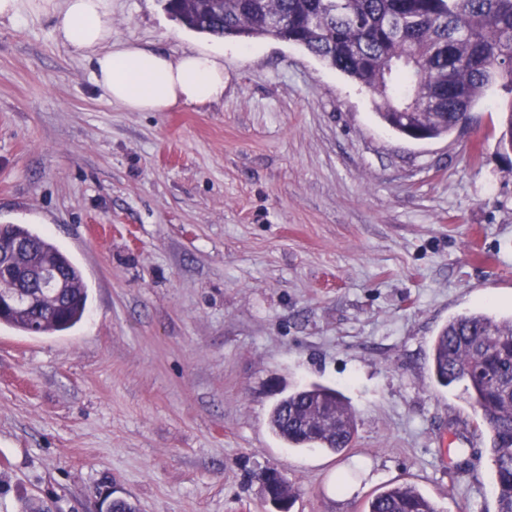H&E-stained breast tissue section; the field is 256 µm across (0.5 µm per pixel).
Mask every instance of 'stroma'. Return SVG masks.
Masks as SVG:
<instances>
[{"mask_svg": "<svg viewBox=\"0 0 512 512\" xmlns=\"http://www.w3.org/2000/svg\"><path fill=\"white\" fill-rule=\"evenodd\" d=\"M108 25L223 48L224 98L126 111L48 21H0V224L50 238L89 293L67 332L0 325V512H277L268 470L289 512H364L403 483L438 512H497L489 439L429 356L450 317L512 313L507 95L417 141L298 45L199 34L163 0H112ZM310 382L356 417L344 453L268 428Z\"/></svg>", "mask_w": 512, "mask_h": 512, "instance_id": "1", "label": "stroma"}]
</instances>
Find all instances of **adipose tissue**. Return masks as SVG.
I'll return each instance as SVG.
<instances>
[{
  "instance_id": "obj_1",
  "label": "adipose tissue",
  "mask_w": 512,
  "mask_h": 512,
  "mask_svg": "<svg viewBox=\"0 0 512 512\" xmlns=\"http://www.w3.org/2000/svg\"><path fill=\"white\" fill-rule=\"evenodd\" d=\"M111 12L112 0H0V20L52 19L57 39L90 61L108 103L131 112H165L223 98V54L193 50L172 56L113 41Z\"/></svg>"
}]
</instances>
